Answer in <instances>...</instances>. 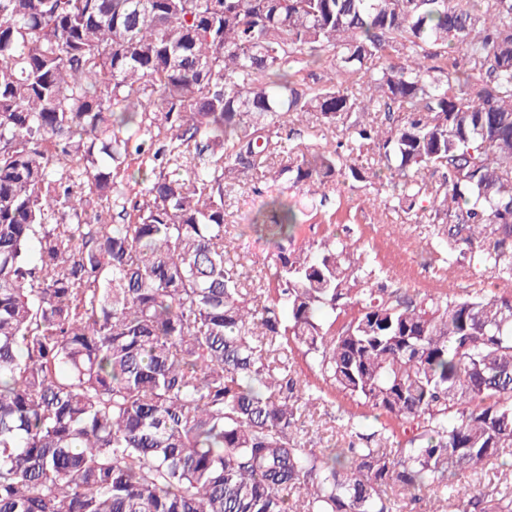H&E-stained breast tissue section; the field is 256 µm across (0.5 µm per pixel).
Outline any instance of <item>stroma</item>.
<instances>
[{"label": "stroma", "mask_w": 512, "mask_h": 512, "mask_svg": "<svg viewBox=\"0 0 512 512\" xmlns=\"http://www.w3.org/2000/svg\"><path fill=\"white\" fill-rule=\"evenodd\" d=\"M264 173V167H257L240 180L229 181L224 190L227 234L235 243L228 257L242 285L248 289L263 284L277 252L273 243L250 230L255 213L267 197L276 195L295 209H302L306 195L302 187L265 182ZM328 194L339 204L341 213L346 214V221L334 223L325 216L306 221L296 233V245L320 242L331 233L350 242L358 241L384 268L389 287L406 288L414 293L502 291L503 283L496 274L474 271L465 260L452 264L446 273H439L436 259L440 246L430 236L427 210H418L416 216L407 217L394 211L386 204L384 195L367 183L350 178L338 179L329 186ZM350 412L359 417L364 432L376 427L371 409L337 393L309 405L299 420L307 447L321 450L343 446L342 420ZM453 482L463 491L476 487L505 494L512 492V470L493 459L482 473H460Z\"/></svg>", "instance_id": "stroma-1"}]
</instances>
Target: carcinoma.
Returning <instances> with one entry per match:
<instances>
[{
	"label": "carcinoma",
	"instance_id": "obj_1",
	"mask_svg": "<svg viewBox=\"0 0 512 512\" xmlns=\"http://www.w3.org/2000/svg\"><path fill=\"white\" fill-rule=\"evenodd\" d=\"M306 115L339 138L284 148ZM366 150L442 261L512 283V0H0V512H397L386 487L432 485L512 512L448 481L512 456V292L290 250L277 197L261 293L226 263L225 181L283 153L270 179L315 218ZM336 391L386 421L305 448L297 414Z\"/></svg>",
	"mask_w": 512,
	"mask_h": 512
}]
</instances>
